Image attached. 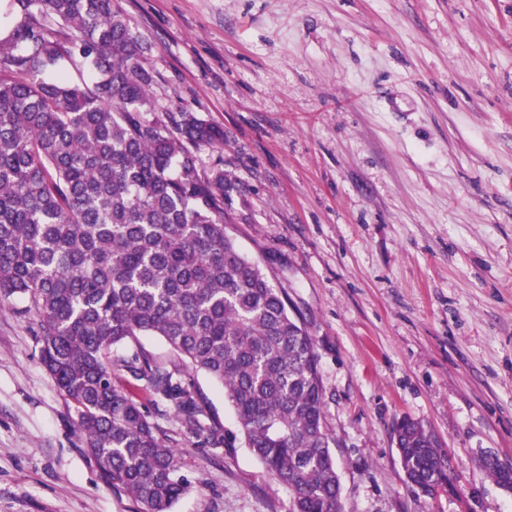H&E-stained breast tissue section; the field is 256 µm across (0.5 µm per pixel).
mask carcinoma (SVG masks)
Instances as JSON below:
<instances>
[{
	"mask_svg": "<svg viewBox=\"0 0 512 512\" xmlns=\"http://www.w3.org/2000/svg\"><path fill=\"white\" fill-rule=\"evenodd\" d=\"M113 0H9L0 36V301L20 296L40 360L77 413L104 483L141 512L186 493L181 450L130 393L125 372L216 446L184 370L224 386L245 445L292 493L290 512H342L314 338L260 263L227 233L235 183L198 151L224 129L158 112L146 47ZM90 65L92 84L49 72ZM161 337L167 367L138 337ZM407 481L449 487L448 456L423 424L396 426Z\"/></svg>",
	"mask_w": 512,
	"mask_h": 512,
	"instance_id": "obj_1",
	"label": "carcinoma"
}]
</instances>
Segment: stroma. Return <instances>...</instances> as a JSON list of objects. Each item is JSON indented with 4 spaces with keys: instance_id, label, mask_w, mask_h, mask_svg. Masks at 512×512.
<instances>
[{
    "instance_id": "obj_1",
    "label": "stroma",
    "mask_w": 512,
    "mask_h": 512,
    "mask_svg": "<svg viewBox=\"0 0 512 512\" xmlns=\"http://www.w3.org/2000/svg\"><path fill=\"white\" fill-rule=\"evenodd\" d=\"M156 109L222 126L199 154L240 185V250L317 341L343 512H512V0H115ZM26 302L0 306V512H139L74 431ZM225 446L129 375L184 452L172 512H289L224 389L192 374ZM421 421L455 490L411 486L394 428Z\"/></svg>"
}]
</instances>
